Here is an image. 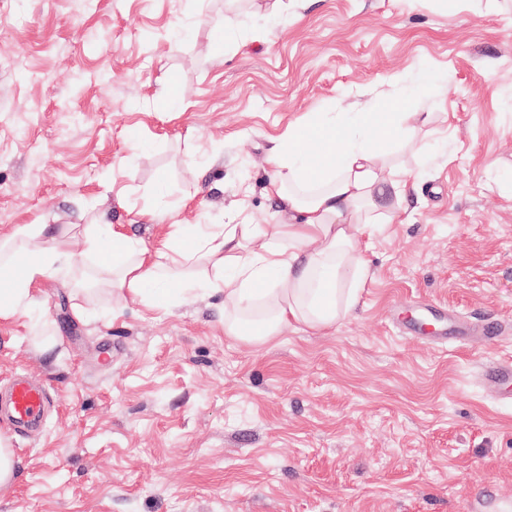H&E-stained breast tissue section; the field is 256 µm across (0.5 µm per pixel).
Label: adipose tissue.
<instances>
[{"label":"adipose tissue","mask_w":512,"mask_h":512,"mask_svg":"<svg viewBox=\"0 0 512 512\" xmlns=\"http://www.w3.org/2000/svg\"><path fill=\"white\" fill-rule=\"evenodd\" d=\"M411 112L373 127L362 113L309 114L272 149L267 191L279 223L179 224L169 211L155 249L101 214L84 225L95 254L92 286L167 309L197 293L222 297L226 335L261 344L289 324L322 332L355 305L371 272L354 232L401 217L409 174L388 164L379 142L418 145ZM75 225L27 224L0 241V318L26 313L53 266L76 265Z\"/></svg>","instance_id":"1"}]
</instances>
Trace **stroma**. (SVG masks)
Returning a JSON list of instances; mask_svg holds the SVG:
<instances>
[{
    "label": "stroma",
    "instance_id": "obj_1",
    "mask_svg": "<svg viewBox=\"0 0 512 512\" xmlns=\"http://www.w3.org/2000/svg\"><path fill=\"white\" fill-rule=\"evenodd\" d=\"M271 2L0 0V236L106 212L151 245L162 209L274 224L267 159L297 119L429 115L428 155L383 145L404 221L360 235L373 275L331 330L246 344L217 298L151 311L67 269L1 318L0 386L23 373L59 404L26 438L0 421L21 472L0 512L512 505V389L483 377L512 358V0H284L251 33ZM422 301L474 336L398 334Z\"/></svg>",
    "mask_w": 512,
    "mask_h": 512
}]
</instances>
